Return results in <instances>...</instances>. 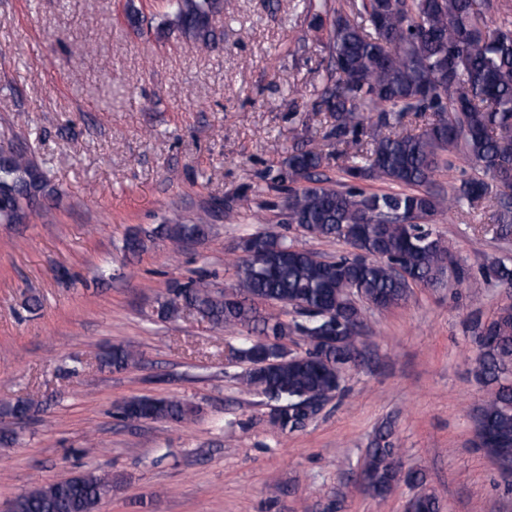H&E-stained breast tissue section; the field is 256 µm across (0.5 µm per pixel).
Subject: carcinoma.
Returning <instances> with one entry per match:
<instances>
[{
    "instance_id": "obj_1",
    "label": "carcinoma",
    "mask_w": 512,
    "mask_h": 512,
    "mask_svg": "<svg viewBox=\"0 0 512 512\" xmlns=\"http://www.w3.org/2000/svg\"><path fill=\"white\" fill-rule=\"evenodd\" d=\"M324 48L331 73L315 107L334 119L323 138L351 150L337 187L321 178L329 156L317 146L295 147L270 180L287 187L282 207L288 223L316 238L334 237L361 250L325 259L295 247L273 230L256 233L242 249L262 259L241 257L235 264L237 287L217 293L203 279L174 283L160 302L162 319L187 310L216 326H236L260 336L236 350L247 364L240 385L278 407L273 423L283 432L302 429L306 408L333 398L340 390L337 372L359 366L362 336L368 330L356 295L379 310L406 302L411 288L435 287L450 269L458 281L466 265L427 222L408 223L418 212L429 220L446 205L470 209L489 200L496 235L512 236V195L500 185L512 182V24L490 28L487 16L504 9L498 0H344L334 7ZM169 15L183 36L208 47L215 43L213 21L224 0H167ZM432 112L436 119L421 134L397 132L410 116ZM461 154L478 175L452 187L451 197L432 192V176L443 153ZM376 180L397 192L366 194L359 183ZM52 193L42 170L18 154L0 165V222L22 224L36 214L41 197ZM210 225H162L158 233L184 242L204 239ZM405 269L408 277L395 274ZM486 277L512 288V259L487 268ZM301 307L305 324L264 314L260 304ZM336 324L343 346L316 341L322 328ZM465 329L477 347L478 378L489 387L481 403L482 420L497 438L512 442V303L489 319L471 317ZM301 331L309 348L288 351L281 340ZM139 363L129 347L107 350L101 364L122 370ZM129 425L167 419L181 422L194 409L180 400L136 397L117 407ZM364 469L368 493L385 499L401 483L423 484L418 472H403L389 426L380 428L368 449ZM112 484L107 474L89 473L30 491L13 499L11 512H91L100 493Z\"/></svg>"
}]
</instances>
